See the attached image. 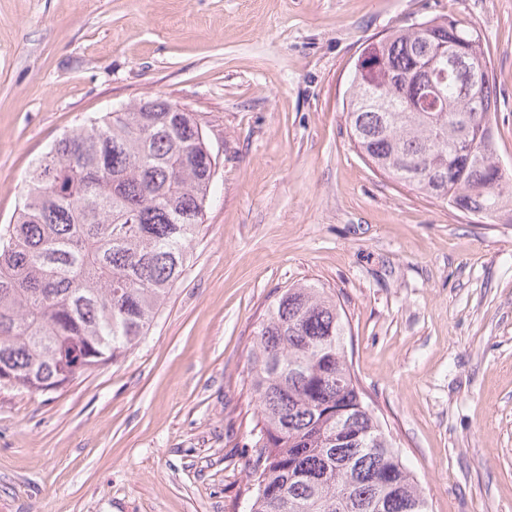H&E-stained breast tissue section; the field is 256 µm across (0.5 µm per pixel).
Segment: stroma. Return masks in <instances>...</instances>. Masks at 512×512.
<instances>
[{
    "label": "stroma",
    "instance_id": "1",
    "mask_svg": "<svg viewBox=\"0 0 512 512\" xmlns=\"http://www.w3.org/2000/svg\"><path fill=\"white\" fill-rule=\"evenodd\" d=\"M433 15L479 30L512 170V0H0V226L51 143L156 95L216 162L148 335L64 390L0 388V512H247L254 333L303 282L431 512H512V221L398 183L348 134L369 39Z\"/></svg>",
    "mask_w": 512,
    "mask_h": 512
}]
</instances>
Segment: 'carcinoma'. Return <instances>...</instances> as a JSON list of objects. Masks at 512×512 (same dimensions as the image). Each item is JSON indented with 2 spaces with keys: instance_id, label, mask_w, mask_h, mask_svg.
<instances>
[{
  "instance_id": "cac0c4a2",
  "label": "carcinoma",
  "mask_w": 512,
  "mask_h": 512,
  "mask_svg": "<svg viewBox=\"0 0 512 512\" xmlns=\"http://www.w3.org/2000/svg\"><path fill=\"white\" fill-rule=\"evenodd\" d=\"M347 100L350 136L374 167L468 215L512 204L494 143L492 74L471 22L427 17L369 42ZM64 134L29 172L0 228V378L58 391L124 356L183 277L213 192L211 152L190 112L162 96ZM336 303L289 288L255 332L249 512H429L417 479L363 400Z\"/></svg>"
}]
</instances>
